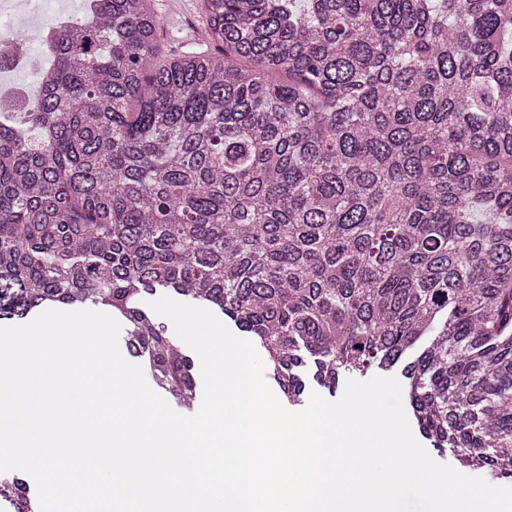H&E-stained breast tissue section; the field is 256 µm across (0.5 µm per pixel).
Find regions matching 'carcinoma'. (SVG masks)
<instances>
[{
    "label": "carcinoma",
    "instance_id": "obj_1",
    "mask_svg": "<svg viewBox=\"0 0 512 512\" xmlns=\"http://www.w3.org/2000/svg\"><path fill=\"white\" fill-rule=\"evenodd\" d=\"M149 2L95 0L0 113V320L108 306L188 408L164 288L290 403L403 365L433 448L512 478V0H203L217 50L164 60Z\"/></svg>",
    "mask_w": 512,
    "mask_h": 512
}]
</instances>
